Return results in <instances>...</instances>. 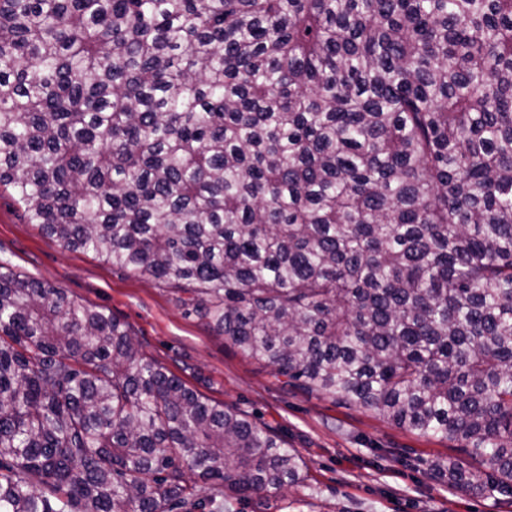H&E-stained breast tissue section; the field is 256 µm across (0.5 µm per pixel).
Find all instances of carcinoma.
<instances>
[{
  "instance_id": "obj_1",
  "label": "carcinoma",
  "mask_w": 512,
  "mask_h": 512,
  "mask_svg": "<svg viewBox=\"0 0 512 512\" xmlns=\"http://www.w3.org/2000/svg\"><path fill=\"white\" fill-rule=\"evenodd\" d=\"M2 185L286 384L512 490V0H0ZM305 480L107 310L0 264V512Z\"/></svg>"
}]
</instances>
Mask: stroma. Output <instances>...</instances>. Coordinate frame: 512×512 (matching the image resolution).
I'll list each match as a JSON object with an SVG mask.
<instances>
[{
  "mask_svg": "<svg viewBox=\"0 0 512 512\" xmlns=\"http://www.w3.org/2000/svg\"><path fill=\"white\" fill-rule=\"evenodd\" d=\"M127 323L139 351L210 403L244 412L278 434L306 465L307 480L224 512H512V493L491 473L483 487L449 484L438 468L469 459L453 443L396 427L372 411L285 384L244 355L157 281L64 248L28 223L0 187V262Z\"/></svg>",
  "mask_w": 512,
  "mask_h": 512,
  "instance_id": "stroma-1",
  "label": "stroma"
}]
</instances>
